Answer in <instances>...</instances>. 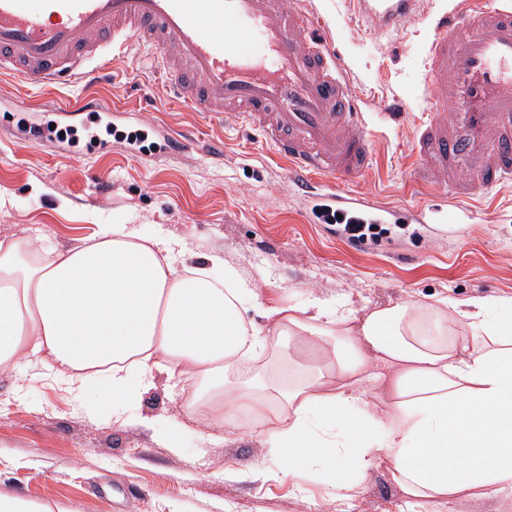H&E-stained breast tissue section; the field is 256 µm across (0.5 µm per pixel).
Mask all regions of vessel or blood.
Masks as SVG:
<instances>
[{"mask_svg": "<svg viewBox=\"0 0 512 512\" xmlns=\"http://www.w3.org/2000/svg\"><path fill=\"white\" fill-rule=\"evenodd\" d=\"M357 2L371 30L420 12V0ZM134 49L152 54L174 105L259 131L302 196L355 222L402 219L341 188L369 165L365 100L294 0H0V71L31 87L98 82ZM424 99L421 193L464 201L512 177V0H458L436 20Z\"/></svg>", "mask_w": 512, "mask_h": 512, "instance_id": "1", "label": "vessel or blood"}]
</instances>
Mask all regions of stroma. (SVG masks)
Listing matches in <instances>:
<instances>
[{"instance_id":"obj_1","label":"stroma","mask_w":512,"mask_h":512,"mask_svg":"<svg viewBox=\"0 0 512 512\" xmlns=\"http://www.w3.org/2000/svg\"><path fill=\"white\" fill-rule=\"evenodd\" d=\"M301 2L320 17L353 88L371 105L370 164L345 190L386 208H453L458 222L405 224L380 244H351L335 225L313 223L264 136L178 110L147 55L135 50L98 89L108 104L147 101L146 111L122 115L117 125L141 123L165 135L189 130L221 141L222 153L140 155L107 130L104 147L91 153L77 143L27 146L15 136L12 111L74 102L86 88H29L0 74V240L27 237L41 249H62L100 225L125 224L179 241L191 264L223 251L256 279L262 301L276 295L285 305L312 291L363 311L405 299L512 295V182L461 204L412 186L424 47L434 16L454 0H422L421 14L395 34L368 30L348 0ZM392 96L409 107L404 125L390 124L380 110ZM84 401L77 409L69 386L43 365L22 374L0 370V493L67 512H421L405 505L384 463L349 500L303 462L280 478L282 463L266 435L203 424L163 373L131 409L153 420L154 430L117 420L98 388H87ZM166 430L179 433L178 449L159 439ZM253 468L266 480L249 478Z\"/></svg>"}]
</instances>
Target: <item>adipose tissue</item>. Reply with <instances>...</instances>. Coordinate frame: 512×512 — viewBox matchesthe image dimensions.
Listing matches in <instances>:
<instances>
[{
  "label": "adipose tissue",
  "mask_w": 512,
  "mask_h": 512,
  "mask_svg": "<svg viewBox=\"0 0 512 512\" xmlns=\"http://www.w3.org/2000/svg\"><path fill=\"white\" fill-rule=\"evenodd\" d=\"M177 242L112 224L42 251L0 240V368L40 354L61 377L109 367L123 416L155 372L194 378L189 408L214 423L267 428L289 476L307 461L354 489L380 461L425 512L460 494L512 491V296L403 300L359 315L314 297L247 321L258 285L222 255L179 261ZM299 354L304 378L270 370Z\"/></svg>",
  "instance_id": "ef3b65f1"
}]
</instances>
